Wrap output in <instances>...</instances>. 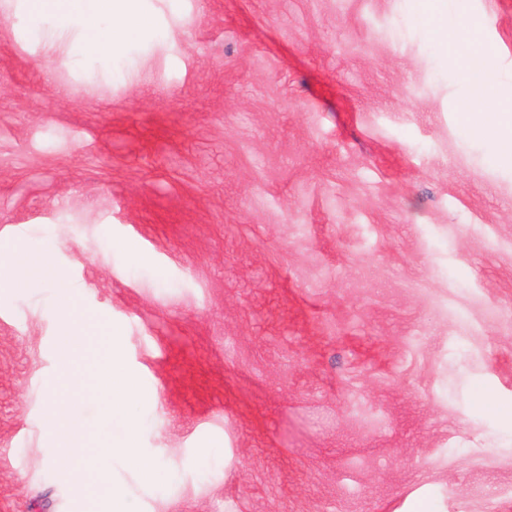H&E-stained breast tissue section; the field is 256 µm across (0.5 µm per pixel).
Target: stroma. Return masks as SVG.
<instances>
[{"mask_svg": "<svg viewBox=\"0 0 512 512\" xmlns=\"http://www.w3.org/2000/svg\"><path fill=\"white\" fill-rule=\"evenodd\" d=\"M113 61L44 65L0 0V512H512V163L465 129L468 53L512 132V0H141ZM71 299L73 315L59 307ZM83 336L59 386L56 342ZM122 356L155 403L105 418ZM71 414L83 481L49 460ZM32 278L56 283L63 280L61 272L51 262L47 252L14 249L6 260L1 259V285L7 282L13 287L22 288L28 286ZM120 455L127 458L141 473L145 479H151L157 470L155 461L146 456L137 446L135 427L127 424L126 434L122 441H103L97 448L95 455V476L101 486L112 493L113 512L125 511V495L122 490L113 485L108 477V471L112 457Z\"/></svg>", "mask_w": 512, "mask_h": 512, "instance_id": "stroma-1", "label": "stroma"}]
</instances>
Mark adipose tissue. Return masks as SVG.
Listing matches in <instances>:
<instances>
[{
  "instance_id": "adipose-tissue-1",
  "label": "adipose tissue",
  "mask_w": 512,
  "mask_h": 512,
  "mask_svg": "<svg viewBox=\"0 0 512 512\" xmlns=\"http://www.w3.org/2000/svg\"><path fill=\"white\" fill-rule=\"evenodd\" d=\"M82 16L89 22L88 36L66 47V56L74 60L97 56L106 60L121 53L126 42L137 30L147 27L151 19L140 0H73V5L60 12L59 29L67 31L73 17ZM466 80L470 94L465 109L471 117L468 124L470 135L491 137L492 157L504 162L512 159V135L496 134L500 123L498 113L485 107L482 75L469 71ZM61 282L63 276L54 266L47 252L40 250H13L6 260L0 261V282L22 288L31 279ZM98 392L105 415L121 418L134 404L151 402V395L141 392L132 372L123 364L120 353H113L100 366ZM127 458L144 478H152L157 470L155 461L146 456L137 445L134 426H127L120 441L102 442L95 455V476L101 486L110 487L113 512H125V495L119 487L111 486L108 471L114 456Z\"/></svg>"
}]
</instances>
